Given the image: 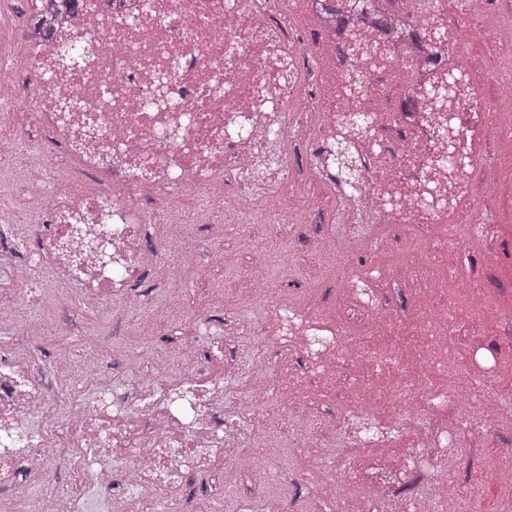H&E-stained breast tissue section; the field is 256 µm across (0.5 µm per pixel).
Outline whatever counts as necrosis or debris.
<instances>
[{
    "label": "necrosis or debris",
    "mask_w": 512,
    "mask_h": 512,
    "mask_svg": "<svg viewBox=\"0 0 512 512\" xmlns=\"http://www.w3.org/2000/svg\"><path fill=\"white\" fill-rule=\"evenodd\" d=\"M431 2L382 0L391 23L379 29L350 0H28L23 67L0 47V134L21 139L31 158L0 180V203L14 195L39 211L26 229L32 260L11 248L17 225L0 224L9 295L0 305V490L26 476L46 482L28 512H89L93 502L103 512H196L186 487L200 476L208 512H288L281 495L228 497L226 480L246 448L261 482L278 478L287 462L272 446L284 436L314 450L305 512H379L387 502L433 512L434 490L454 512H482L435 451L482 447L512 369L481 327L493 307L489 279L512 286L501 183L484 174L493 145L512 143V0ZM465 23L482 27L489 53L460 40ZM427 25L443 30L441 44L423 38ZM65 44L89 46L80 67L59 66ZM451 68L466 82L444 99L435 87ZM360 112L368 127L355 122ZM297 150L304 162L294 167ZM322 195L340 273L404 231L446 230L452 245L437 254L452 267L459 245L492 243L496 262L460 280L467 328L449 326L444 309L404 324L369 281L342 305L288 303L268 289L276 270L266 255L281 248L273 235L245 271L264 307L253 338L259 372L228 391L242 310L213 285L225 227L289 224ZM161 224V249L144 252ZM198 224L209 242L195 281L228 323L224 337H203L204 318L173 285L175 251ZM429 267L417 246L404 248L399 268L422 306L443 291ZM151 273L171 284L158 300L133 292ZM47 282L141 313L119 335L136 354L133 373L101 365L96 341L87 350L95 372L79 374L68 348L43 360L52 330L29 310ZM162 308L182 314L166 371L150 347ZM16 327L26 349L7 340ZM316 388L343 401L336 419H300ZM272 395L280 413L255 424ZM59 466L69 473L63 488L50 483Z\"/></svg>",
    "instance_id": "1"
}]
</instances>
